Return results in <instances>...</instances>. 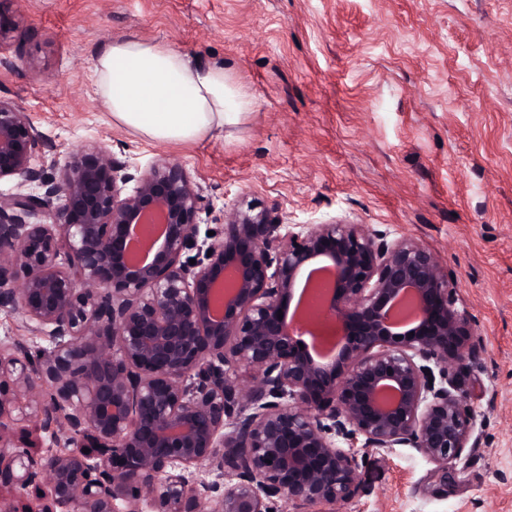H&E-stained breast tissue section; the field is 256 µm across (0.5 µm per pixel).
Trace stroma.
<instances>
[{
	"label": "stroma",
	"mask_w": 512,
	"mask_h": 512,
	"mask_svg": "<svg viewBox=\"0 0 512 512\" xmlns=\"http://www.w3.org/2000/svg\"><path fill=\"white\" fill-rule=\"evenodd\" d=\"M126 37L224 64L245 120L168 144L115 124L94 63ZM0 97L58 161L180 162L211 203L201 230L245 200L436 252L475 323L477 446L444 486L414 449L367 450L366 490L338 510L512 512V0H0Z\"/></svg>",
	"instance_id": "1"
}]
</instances>
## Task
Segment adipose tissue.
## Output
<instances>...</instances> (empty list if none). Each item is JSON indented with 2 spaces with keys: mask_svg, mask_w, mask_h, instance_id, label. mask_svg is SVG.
I'll return each instance as SVG.
<instances>
[{
  "mask_svg": "<svg viewBox=\"0 0 512 512\" xmlns=\"http://www.w3.org/2000/svg\"><path fill=\"white\" fill-rule=\"evenodd\" d=\"M94 72L113 122L159 142L206 140L238 125L250 108L223 66L135 37L108 42Z\"/></svg>",
  "mask_w": 512,
  "mask_h": 512,
  "instance_id": "obj_1",
  "label": "adipose tissue"
}]
</instances>
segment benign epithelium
Instances as JSON below:
<instances>
[{
    "label": "benign epithelium",
    "mask_w": 512,
    "mask_h": 512,
    "mask_svg": "<svg viewBox=\"0 0 512 512\" xmlns=\"http://www.w3.org/2000/svg\"><path fill=\"white\" fill-rule=\"evenodd\" d=\"M51 152L0 98V311L42 340L0 339V491L38 495L36 512H311L364 491L357 448H413L448 484L476 445L460 374L478 350L436 253L252 202L202 236L210 207L181 164L136 176L95 146ZM156 213L164 236L136 261L129 229ZM317 261L335 272L328 363L278 318ZM405 293L419 318L398 328ZM29 423L41 456L14 441Z\"/></svg>",
    "instance_id": "7a95c632"
}]
</instances>
